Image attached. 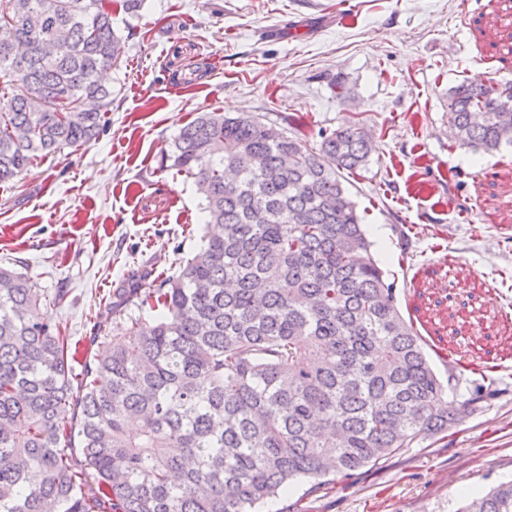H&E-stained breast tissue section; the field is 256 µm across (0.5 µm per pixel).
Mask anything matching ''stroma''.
I'll list each match as a JSON object with an SVG mask.
<instances>
[{
    "label": "stroma",
    "instance_id": "stroma-1",
    "mask_svg": "<svg viewBox=\"0 0 512 512\" xmlns=\"http://www.w3.org/2000/svg\"><path fill=\"white\" fill-rule=\"evenodd\" d=\"M112 26L125 48L104 130L0 183V265L65 291L52 321L98 353L102 298L132 267L174 274L200 243L195 183L162 162L181 127L210 111L295 115L311 149L358 123L373 152L344 184L400 310L457 401L488 374L492 396L447 434L297 481L263 512H458L512 482V151L448 139L450 87L512 79V0H145Z\"/></svg>",
    "mask_w": 512,
    "mask_h": 512
}]
</instances>
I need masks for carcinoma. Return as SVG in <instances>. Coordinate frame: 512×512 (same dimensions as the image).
I'll use <instances>...</instances> for the list:
<instances>
[{
  "mask_svg": "<svg viewBox=\"0 0 512 512\" xmlns=\"http://www.w3.org/2000/svg\"><path fill=\"white\" fill-rule=\"evenodd\" d=\"M124 49L105 0H0V183L100 133ZM448 139L512 148V81L448 89ZM372 136L318 149L202 112L167 160L205 201L176 276L130 271L105 306L123 343L78 348L24 273L0 267V512H261L298 479L348 475L455 424L342 172ZM461 512H512V483Z\"/></svg>",
  "mask_w": 512,
  "mask_h": 512,
  "instance_id": "1",
  "label": "carcinoma"
}]
</instances>
